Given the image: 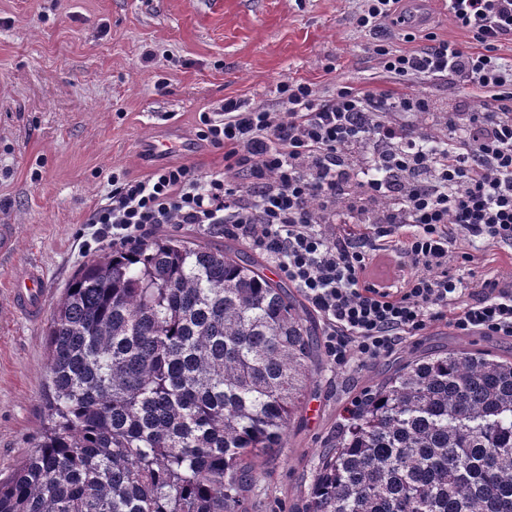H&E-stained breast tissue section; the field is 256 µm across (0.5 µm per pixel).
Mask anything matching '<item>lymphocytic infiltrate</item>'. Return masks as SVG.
Here are the masks:
<instances>
[{
    "instance_id": "1",
    "label": "lymphocytic infiltrate",
    "mask_w": 512,
    "mask_h": 512,
    "mask_svg": "<svg viewBox=\"0 0 512 512\" xmlns=\"http://www.w3.org/2000/svg\"><path fill=\"white\" fill-rule=\"evenodd\" d=\"M449 16L477 43L466 50L427 34L407 51L381 38L406 27L402 0H361L357 24L375 35L383 70L404 90L280 82L275 111L225 100L199 116V140L223 149L224 168L200 174L166 164L148 175L113 172L90 212L92 240L138 246L167 224L218 228L265 254L324 324L337 367L391 354L404 337L444 322L512 338V280L464 281L448 265L457 237L512 248V0H450ZM449 78L490 106L457 107L449 149L430 150L414 118L435 111L412 79ZM237 172V180L226 172ZM395 240L410 274L375 280L368 242Z\"/></svg>"
}]
</instances>
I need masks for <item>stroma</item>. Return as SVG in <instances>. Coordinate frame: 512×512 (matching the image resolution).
Masks as SVG:
<instances>
[{
    "mask_svg": "<svg viewBox=\"0 0 512 512\" xmlns=\"http://www.w3.org/2000/svg\"><path fill=\"white\" fill-rule=\"evenodd\" d=\"M358 0H0V224L17 228L0 256V482L32 451L46 418L45 318L16 313L11 280L35 264L52 313L80 265L100 249L85 221L113 170L150 172L145 140L169 129L195 142L167 154L200 173L222 170L223 149L197 138L199 115L225 100L277 108L286 79L321 95L347 85L380 87L384 72L359 32ZM428 30L465 46L471 35L444 11ZM425 30V31H428ZM393 34L397 49L423 44ZM153 62H143L145 52ZM463 278L512 279V250L485 246ZM443 323L403 340L387 357L340 369L322 359L284 448L266 461L249 512H299L322 453L368 387L410 354L453 345Z\"/></svg>",
    "mask_w": 512,
    "mask_h": 512,
    "instance_id": "1",
    "label": "stroma"
}]
</instances>
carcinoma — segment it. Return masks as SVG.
I'll use <instances>...</instances> for the list:
<instances>
[{"mask_svg":"<svg viewBox=\"0 0 512 512\" xmlns=\"http://www.w3.org/2000/svg\"><path fill=\"white\" fill-rule=\"evenodd\" d=\"M47 336L46 425L0 512H247L317 352L261 260L161 236L80 267ZM301 512H512V357L406 359L336 431Z\"/></svg>","mask_w":512,"mask_h":512,"instance_id":"carcinoma-1","label":"carcinoma"}]
</instances>
